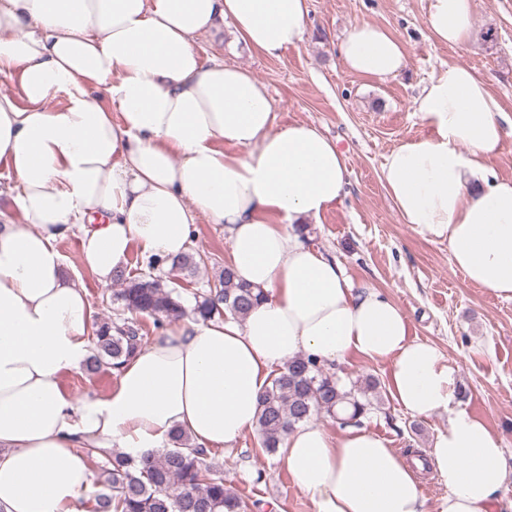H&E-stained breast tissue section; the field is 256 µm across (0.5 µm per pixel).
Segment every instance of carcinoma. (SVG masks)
Wrapping results in <instances>:
<instances>
[{
    "label": "carcinoma",
    "mask_w": 512,
    "mask_h": 512,
    "mask_svg": "<svg viewBox=\"0 0 512 512\" xmlns=\"http://www.w3.org/2000/svg\"><path fill=\"white\" fill-rule=\"evenodd\" d=\"M164 263L194 273L199 254L187 252L173 258L151 257L146 269L132 274L124 269L113 275L120 285L112 296V315L94 324L91 353L85 368L90 374L117 369L135 351L147 344L142 327L125 313L155 319L178 320L190 315L204 321L231 316L243 319L264 297L263 291L235 281L228 267L219 282L204 293L194 294V305L185 306L180 291L153 275ZM376 383L346 385L334 372L313 357L295 356L272 378L259 399L257 427L261 448L277 451L283 437L296 425L324 413L341 425L362 424L372 407L369 393ZM173 447L135 458L117 451L98 475L95 512H253L260 502L245 501L224 480V471L206 463L208 451L191 443L188 435H171Z\"/></svg>",
    "instance_id": "obj_1"
}]
</instances>
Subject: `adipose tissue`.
<instances>
[{"label": "adipose tissue", "instance_id": "obj_1", "mask_svg": "<svg viewBox=\"0 0 512 512\" xmlns=\"http://www.w3.org/2000/svg\"><path fill=\"white\" fill-rule=\"evenodd\" d=\"M308 15L309 0H0V75L17 76L20 92L0 93V161L21 217L0 225V512H85L83 443L137 457L182 430L233 448L289 358L353 354L387 361L392 397L416 417L447 414L448 427L410 463L369 430L297 425L280 459L315 512H425L416 471L426 463L445 482L440 512H492L501 440L461 406L455 367L411 339L391 298L356 290L295 230L341 202L342 151L304 122L275 130L266 87L194 43L226 22L236 41L275 57L303 41ZM473 21L474 0H428L423 18L451 47ZM339 54L371 78L407 64L401 41L364 20ZM414 110L434 134L388 154V197L403 223L447 242L467 280L512 298V179L493 173L498 101L473 69L451 65ZM200 215L224 226L236 279L264 299L241 320L168 329L124 362L109 395L74 401L62 379L89 354L93 310L57 242L79 235L85 266L106 284L132 245L184 253Z\"/></svg>", "mask_w": 512, "mask_h": 512}]
</instances>
